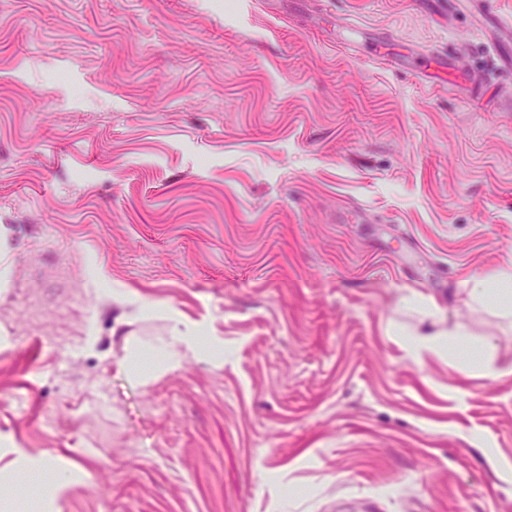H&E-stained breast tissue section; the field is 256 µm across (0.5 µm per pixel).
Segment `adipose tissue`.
I'll use <instances>...</instances> for the list:
<instances>
[{"instance_id": "ef3b65f1", "label": "adipose tissue", "mask_w": 512, "mask_h": 512, "mask_svg": "<svg viewBox=\"0 0 512 512\" xmlns=\"http://www.w3.org/2000/svg\"><path fill=\"white\" fill-rule=\"evenodd\" d=\"M467 296L471 308L487 310L501 318L511 319L512 261L490 275L471 278ZM388 334L417 358L426 354L450 358L459 352L468 351L473 353V362L477 367L485 365L486 354L483 348L473 342L469 329L459 323L429 333L417 330L407 332L392 326Z\"/></svg>"}]
</instances>
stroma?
<instances>
[{"instance_id":"stroma-1","label":"stroma","mask_w":512,"mask_h":512,"mask_svg":"<svg viewBox=\"0 0 512 512\" xmlns=\"http://www.w3.org/2000/svg\"><path fill=\"white\" fill-rule=\"evenodd\" d=\"M494 8L0 0V471L71 475L0 512H512V324L464 291L512 259ZM413 291L495 373L387 336ZM173 313L222 355L120 369Z\"/></svg>"}]
</instances>
